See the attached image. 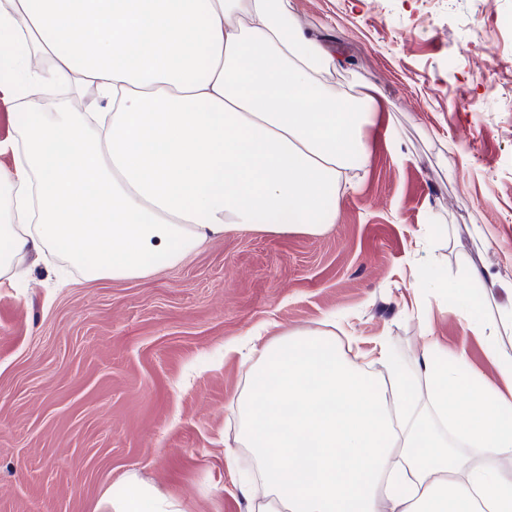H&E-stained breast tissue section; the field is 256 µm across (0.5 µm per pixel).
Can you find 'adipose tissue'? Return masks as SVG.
Returning a JSON list of instances; mask_svg holds the SVG:
<instances>
[{"instance_id":"ef3b65f1","label":"adipose tissue","mask_w":512,"mask_h":512,"mask_svg":"<svg viewBox=\"0 0 512 512\" xmlns=\"http://www.w3.org/2000/svg\"><path fill=\"white\" fill-rule=\"evenodd\" d=\"M0 36L22 46L0 76V288L48 248L87 278L129 280L229 231L324 234L370 162L373 96L330 86L336 58L288 0H0ZM480 277L463 269L448 297L491 342L512 305L480 318ZM325 323L281 332L249 369L248 512H512V360L498 381L465 379V357L440 360L431 338L410 378L382 340L383 383ZM96 512L185 510L129 474Z\"/></svg>"}]
</instances>
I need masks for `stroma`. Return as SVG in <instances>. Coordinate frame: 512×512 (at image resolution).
<instances>
[{
	"instance_id": "obj_1",
	"label": "stroma",
	"mask_w": 512,
	"mask_h": 512,
	"mask_svg": "<svg viewBox=\"0 0 512 512\" xmlns=\"http://www.w3.org/2000/svg\"><path fill=\"white\" fill-rule=\"evenodd\" d=\"M336 56L333 82L371 93L369 165L321 236L229 232L133 280L62 283L46 264L0 290V512H94L135 473L187 512H246L232 400L258 328H318L361 369L387 340L413 371L432 328L447 359L498 378L494 349L416 277L474 267L512 303V0H289Z\"/></svg>"
}]
</instances>
